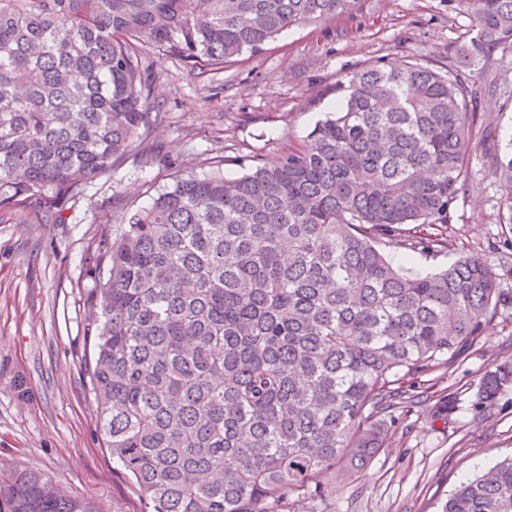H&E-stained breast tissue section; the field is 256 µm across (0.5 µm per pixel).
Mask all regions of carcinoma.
Masks as SVG:
<instances>
[{"label":"carcinoma","mask_w":512,"mask_h":512,"mask_svg":"<svg viewBox=\"0 0 512 512\" xmlns=\"http://www.w3.org/2000/svg\"><path fill=\"white\" fill-rule=\"evenodd\" d=\"M358 0H0V211L48 215L147 138L146 46L214 71ZM460 63L512 50V0H473ZM303 145L237 178L177 176L86 275L84 363L112 467L140 512H291L385 448L386 413L496 321L512 289L482 254L424 276L380 245L447 250L478 99L455 68L394 57L336 84ZM484 157L512 229V156ZM512 387L488 368L479 404ZM0 512H94L47 474L0 478ZM441 512H512V458Z\"/></svg>","instance_id":"carcinoma-1"}]
</instances>
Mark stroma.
Listing matches in <instances>:
<instances>
[{
	"label": "stroma",
	"mask_w": 512,
	"mask_h": 512,
	"mask_svg": "<svg viewBox=\"0 0 512 512\" xmlns=\"http://www.w3.org/2000/svg\"><path fill=\"white\" fill-rule=\"evenodd\" d=\"M472 0H359L352 14L282 33L265 49L204 74L151 48L152 111L160 118L136 153L88 183L59 220L0 211V472L48 473L97 512H139L136 494L112 468L83 378L90 348L83 336L92 281L83 276L102 228L126 210L149 206L157 190L189 171L203 176L224 156V174L276 161L301 146L336 107L335 87L355 69L398 56L438 69L455 63L473 36ZM489 87L478 111L496 144L512 141V52H494L466 76ZM474 183L459 197L448 232L452 246L426 255L386 245L395 266L417 274L481 253L512 288V251L502 244L499 190L481 151ZM512 359V323L489 328L452 366L432 372L450 393L448 418L423 398L390 426L388 446L359 475L325 487L324 512H440L461 481L512 455V387L482 409L478 382L492 363Z\"/></svg>",
	"instance_id": "1"
}]
</instances>
